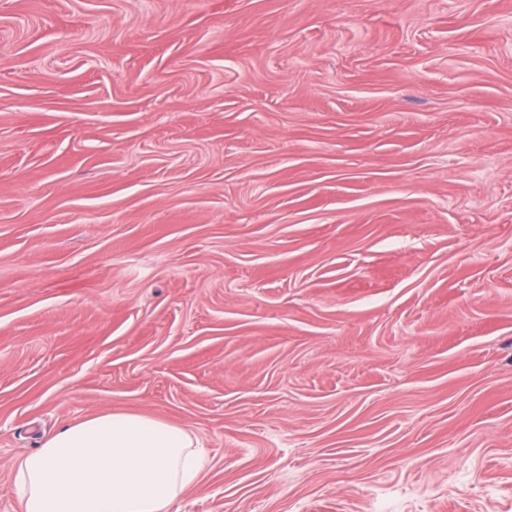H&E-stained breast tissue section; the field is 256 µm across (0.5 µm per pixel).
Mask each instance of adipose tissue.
I'll return each mask as SVG.
<instances>
[{
    "instance_id": "obj_1",
    "label": "adipose tissue",
    "mask_w": 512,
    "mask_h": 512,
    "mask_svg": "<svg viewBox=\"0 0 512 512\" xmlns=\"http://www.w3.org/2000/svg\"><path fill=\"white\" fill-rule=\"evenodd\" d=\"M186 429L103 412L62 425L14 464L23 512H172L206 467Z\"/></svg>"
}]
</instances>
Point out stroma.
Masks as SVG:
<instances>
[{"label":"stroma","mask_w":512,"mask_h":512,"mask_svg":"<svg viewBox=\"0 0 512 512\" xmlns=\"http://www.w3.org/2000/svg\"><path fill=\"white\" fill-rule=\"evenodd\" d=\"M104 411L179 512H512V0H0V512Z\"/></svg>","instance_id":"stroma-1"}]
</instances>
